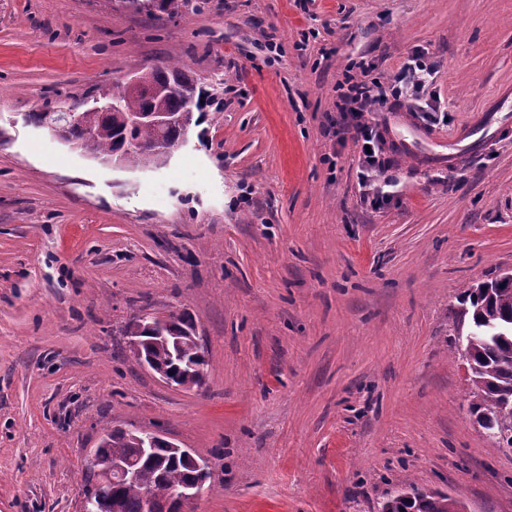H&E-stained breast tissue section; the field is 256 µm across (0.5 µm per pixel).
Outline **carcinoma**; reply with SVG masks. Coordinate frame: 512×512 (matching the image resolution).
Listing matches in <instances>:
<instances>
[{
  "mask_svg": "<svg viewBox=\"0 0 512 512\" xmlns=\"http://www.w3.org/2000/svg\"><path fill=\"white\" fill-rule=\"evenodd\" d=\"M158 2V10L174 16L187 7L190 0H113L117 7L135 12L153 14L151 3ZM178 79L179 91L173 95H149L144 90H133L125 84H112V98L122 103L119 112H86L83 125L91 133L83 139V151L95 156H107L122 149L124 135L140 143V149L124 153L131 164L151 161L150 150L161 139L175 143L183 134L180 128L158 130L151 124L133 129L127 126L131 112L154 110L180 112L189 101L201 110L202 90L194 78L181 66L153 67L143 72L148 86H162ZM459 326H467L463 333L460 357L468 367L472 386L469 409L479 426L498 447L512 449V284L480 282L459 297ZM163 321L176 335L182 337L184 356L196 352V343L188 335L192 320L184 313H170ZM128 343H137L143 357L155 368L170 367L171 345L152 338V334L132 319L125 327ZM136 442L121 431L108 434L107 442L97 448L98 464L90 467L93 477L101 479L112 461L133 454ZM189 463L176 455L165 442H158L149 455L138 463L134 480L112 483L103 487L105 498L116 501L120 512H144V494L151 492L157 498H166L177 487L192 480ZM381 512H460L462 503L443 494L418 492L412 499L403 492H389L380 502Z\"/></svg>",
  "mask_w": 512,
  "mask_h": 512,
  "instance_id": "obj_1",
  "label": "carcinoma"
}]
</instances>
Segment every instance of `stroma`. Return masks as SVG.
Segmentation results:
<instances>
[{"mask_svg":"<svg viewBox=\"0 0 512 512\" xmlns=\"http://www.w3.org/2000/svg\"><path fill=\"white\" fill-rule=\"evenodd\" d=\"M436 64L366 121L390 197L364 201L337 85ZM177 62L210 96L166 164L117 167L30 122L46 102ZM512 0H0V512H77L112 429L208 460L195 512H379L411 483L512 512V450L468 412L458 296L512 268ZM493 119L485 148L457 142ZM455 143L402 156L398 119ZM187 312L202 387L123 334ZM117 4V9H132L135 12H145L154 14L151 3L158 2L157 9L169 16L177 15L183 8L187 7L190 0H113Z\"/></svg>","mask_w":512,"mask_h":512,"instance_id":"obj_1","label":"stroma"}]
</instances>
